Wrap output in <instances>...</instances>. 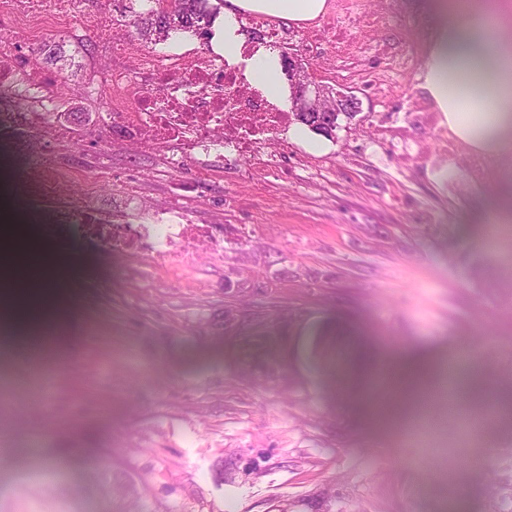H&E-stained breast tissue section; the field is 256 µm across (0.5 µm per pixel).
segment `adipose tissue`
I'll return each instance as SVG.
<instances>
[{
	"mask_svg": "<svg viewBox=\"0 0 512 512\" xmlns=\"http://www.w3.org/2000/svg\"><path fill=\"white\" fill-rule=\"evenodd\" d=\"M436 35L425 54L421 89L441 124L468 150L493 155L512 147V46L495 42L512 26V0H432ZM327 0H227L214 24L216 43L232 64L274 103L286 104L289 89L277 52L259 49L242 58L240 15L261 14L296 23L323 16ZM392 383L403 397L414 398L429 383V362L394 359Z\"/></svg>",
	"mask_w": 512,
	"mask_h": 512,
	"instance_id": "obj_1",
	"label": "adipose tissue"
}]
</instances>
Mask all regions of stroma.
I'll return each instance as SVG.
<instances>
[{
	"label": "stroma",
	"mask_w": 512,
	"mask_h": 512,
	"mask_svg": "<svg viewBox=\"0 0 512 512\" xmlns=\"http://www.w3.org/2000/svg\"><path fill=\"white\" fill-rule=\"evenodd\" d=\"M327 2L287 25L361 101L327 153L295 142L247 179L104 158V206L130 185L147 209L176 194L194 224L163 254L62 228L53 286L79 289L77 327L40 364L0 360V512H512V149L467 152L410 112L427 0ZM83 25L67 52L90 62L107 5ZM322 334L357 372L320 360ZM402 352L469 356L476 393L404 410L385 373Z\"/></svg>",
	"instance_id": "35a3bbf8"
}]
</instances>
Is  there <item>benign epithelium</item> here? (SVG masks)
I'll use <instances>...</instances> for the list:
<instances>
[{
    "label": "benign epithelium",
    "mask_w": 512,
    "mask_h": 512,
    "mask_svg": "<svg viewBox=\"0 0 512 512\" xmlns=\"http://www.w3.org/2000/svg\"><path fill=\"white\" fill-rule=\"evenodd\" d=\"M288 79L292 86L291 110L302 112H334L336 115L355 116L361 101L354 91H334L320 84L305 63L288 54Z\"/></svg>",
    "instance_id": "1"
}]
</instances>
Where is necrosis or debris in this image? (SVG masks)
Returning a JSON list of instances; mask_svg holds the SVG:
<instances>
[{
  "label": "necrosis or debris",
  "instance_id": "4bbe7bcc",
  "mask_svg": "<svg viewBox=\"0 0 512 512\" xmlns=\"http://www.w3.org/2000/svg\"><path fill=\"white\" fill-rule=\"evenodd\" d=\"M89 0H0V143L11 142L19 154L11 162L6 182L16 189L0 222L29 210L21 191L36 182L44 196L53 198L70 223L81 225L87 237L100 240L112 253H123L142 240L169 243L182 238L191 223L189 213L172 199L134 222V189L114 195L111 209H103L91 195L62 193L75 175L98 174L95 164L72 168L58 163L55 153L72 148L77 138L54 98L42 95L57 77L31 64L20 38L31 22L58 27L72 39L83 36L80 19ZM109 38L100 45L104 68L89 70L87 94L109 85L108 107L97 109L91 129L103 152L128 145L141 151L162 152L166 167H180L185 159L205 163L223 160L226 166L271 165L266 144L277 152L288 150L292 114L267 100L247 79L243 66L229 64L214 47L196 53H142L129 60ZM35 93L34 105L19 107L21 89Z\"/></svg>",
  "mask_w": 512,
  "mask_h": 512
}]
</instances>
